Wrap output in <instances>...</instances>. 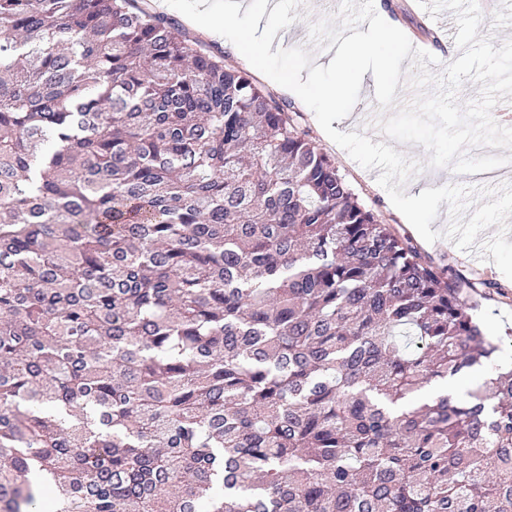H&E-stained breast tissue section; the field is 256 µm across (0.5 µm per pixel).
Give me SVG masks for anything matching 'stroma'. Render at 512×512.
Instances as JSON below:
<instances>
[{"instance_id": "stroma-1", "label": "stroma", "mask_w": 512, "mask_h": 512, "mask_svg": "<svg viewBox=\"0 0 512 512\" xmlns=\"http://www.w3.org/2000/svg\"><path fill=\"white\" fill-rule=\"evenodd\" d=\"M376 12L401 29L412 44L424 42L430 25L414 0H374ZM337 0L312 12L303 0H283L281 13L288 24L278 45L310 47V22L336 17ZM375 100L372 72L362 78L360 96L348 121L328 142L315 113L304 110L305 123L318 147L335 161L359 202L373 209L381 221L410 235L435 264L452 265L471 279H492L498 287L478 297L476 317L492 335L501 337L498 365H512V163L500 169L498 180H466L450 168L429 166L427 151L402 144L370 130L361 120V108ZM441 190L415 224H407L379 191L380 185L420 191L431 183Z\"/></svg>"}]
</instances>
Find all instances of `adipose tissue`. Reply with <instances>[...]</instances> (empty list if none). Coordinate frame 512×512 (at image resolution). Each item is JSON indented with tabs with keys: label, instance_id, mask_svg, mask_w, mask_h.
I'll return each mask as SVG.
<instances>
[{
	"label": "adipose tissue",
	"instance_id": "adipose-tissue-1",
	"mask_svg": "<svg viewBox=\"0 0 512 512\" xmlns=\"http://www.w3.org/2000/svg\"><path fill=\"white\" fill-rule=\"evenodd\" d=\"M267 13L271 31H279V14L269 10L268 0H249L241 5L240 0H189L185 15L190 20H206L211 36L223 41L245 65L262 70L272 83L289 92L300 101L317 100L318 112L324 127L335 128L343 119V104L350 94L346 77H339L335 83L310 88L287 79L283 71L270 64V48H257L252 39L251 17Z\"/></svg>",
	"mask_w": 512,
	"mask_h": 512
}]
</instances>
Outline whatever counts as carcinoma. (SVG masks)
Wrapping results in <instances>:
<instances>
[{
    "mask_svg": "<svg viewBox=\"0 0 512 512\" xmlns=\"http://www.w3.org/2000/svg\"><path fill=\"white\" fill-rule=\"evenodd\" d=\"M478 283L138 0H0V512H512Z\"/></svg>",
    "mask_w": 512,
    "mask_h": 512,
    "instance_id": "obj_1",
    "label": "carcinoma"
}]
</instances>
